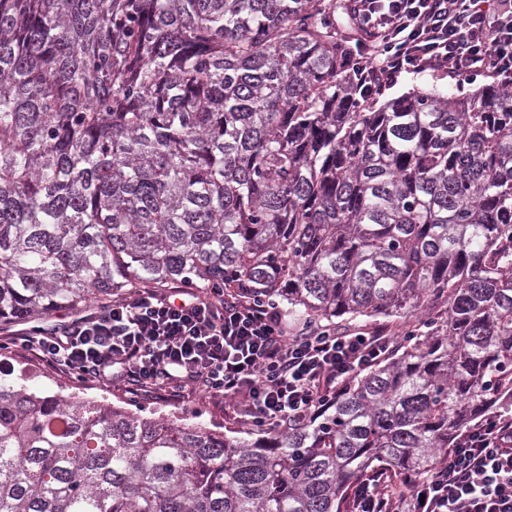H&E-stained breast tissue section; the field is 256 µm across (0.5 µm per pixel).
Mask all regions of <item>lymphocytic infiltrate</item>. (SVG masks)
I'll return each mask as SVG.
<instances>
[{"instance_id": "lymphocytic-infiltrate-1", "label": "lymphocytic infiltrate", "mask_w": 512, "mask_h": 512, "mask_svg": "<svg viewBox=\"0 0 512 512\" xmlns=\"http://www.w3.org/2000/svg\"><path fill=\"white\" fill-rule=\"evenodd\" d=\"M370 32L358 91L428 66L460 76L512 74V0H346ZM19 347L49 366L141 392L182 387L221 396L257 428L319 412L398 343L383 331L315 327L287 335L279 309L212 288L139 292L61 327L20 331ZM353 512H512V412L464 432L423 481L396 492L386 471L355 488Z\"/></svg>"}]
</instances>
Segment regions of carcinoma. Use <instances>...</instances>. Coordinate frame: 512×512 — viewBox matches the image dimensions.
I'll return each mask as SVG.
<instances>
[{
  "label": "carcinoma",
  "mask_w": 512,
  "mask_h": 512,
  "mask_svg": "<svg viewBox=\"0 0 512 512\" xmlns=\"http://www.w3.org/2000/svg\"><path fill=\"white\" fill-rule=\"evenodd\" d=\"M356 61L336 0H0V323L205 283L402 329L255 440L0 372V512H349L512 406V75Z\"/></svg>",
  "instance_id": "cac0c4a2"
}]
</instances>
